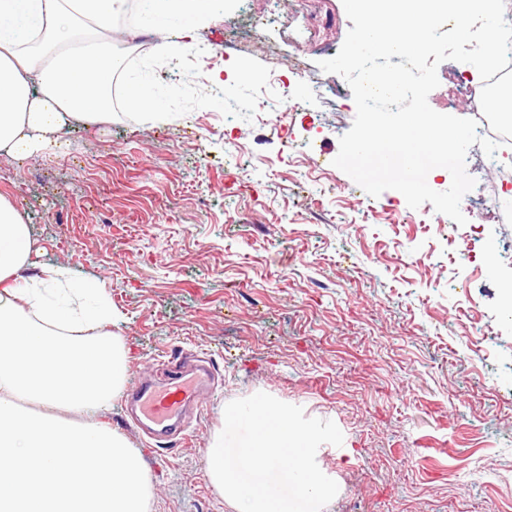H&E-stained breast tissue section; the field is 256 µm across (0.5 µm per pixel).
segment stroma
Returning <instances> with one entry per match:
<instances>
[{"label": "stroma", "instance_id": "obj_1", "mask_svg": "<svg viewBox=\"0 0 512 512\" xmlns=\"http://www.w3.org/2000/svg\"><path fill=\"white\" fill-rule=\"evenodd\" d=\"M352 26L342 0H224L181 74L187 42L162 57L158 35L117 21L169 120L118 98L112 122L74 127L61 155L0 156V193L37 241L30 272L62 266L101 288L127 381L165 387L174 348L212 370L188 440L142 431L123 395L106 416L159 457L149 512H233L206 450L226 405L260 391L342 431L323 457L339 487L324 512H512V222H482L475 269L431 203L372 197L334 166L356 109L318 63ZM437 74L431 99L468 117L449 95L477 69Z\"/></svg>", "mask_w": 512, "mask_h": 512}]
</instances>
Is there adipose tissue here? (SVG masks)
<instances>
[{
    "label": "adipose tissue",
    "mask_w": 512,
    "mask_h": 512,
    "mask_svg": "<svg viewBox=\"0 0 512 512\" xmlns=\"http://www.w3.org/2000/svg\"><path fill=\"white\" fill-rule=\"evenodd\" d=\"M215 0H0V153L17 161L63 154L70 121L112 120V97L159 116L152 85L127 76L125 47L77 26L192 38ZM28 217L0 194V512H148L142 454L104 419L120 396L129 350L110 332L97 284L66 271H28ZM84 414L82 422L71 413Z\"/></svg>",
    "instance_id": "1"
}]
</instances>
